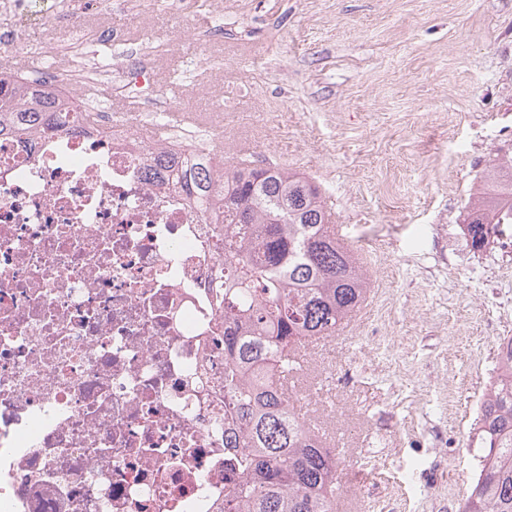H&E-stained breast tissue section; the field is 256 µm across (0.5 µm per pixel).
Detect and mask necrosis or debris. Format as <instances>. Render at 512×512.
Instances as JSON below:
<instances>
[{
	"instance_id": "obj_1",
	"label": "necrosis or debris",
	"mask_w": 512,
	"mask_h": 512,
	"mask_svg": "<svg viewBox=\"0 0 512 512\" xmlns=\"http://www.w3.org/2000/svg\"><path fill=\"white\" fill-rule=\"evenodd\" d=\"M187 0H97L143 20ZM60 13L79 66L58 69L17 27L32 87L91 112L68 131L0 135V512H224L236 420L224 408V238L157 155L212 162L211 135L149 140L170 104L142 95L143 120L84 96L97 78L127 96L151 56L123 30ZM114 59L88 66L96 46Z\"/></svg>"
}]
</instances>
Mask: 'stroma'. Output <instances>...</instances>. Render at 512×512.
<instances>
[{
  "mask_svg": "<svg viewBox=\"0 0 512 512\" xmlns=\"http://www.w3.org/2000/svg\"><path fill=\"white\" fill-rule=\"evenodd\" d=\"M31 3L33 37L68 59L71 27ZM224 16L206 42V0L183 22L85 21L164 42L150 90L185 128H222L225 159L305 172L343 236L369 242L367 299L297 389L345 457L341 512H459L512 336V233L475 252L460 230L512 151V0H224Z\"/></svg>",
  "mask_w": 512,
  "mask_h": 512,
  "instance_id": "stroma-1",
  "label": "stroma"
}]
</instances>
